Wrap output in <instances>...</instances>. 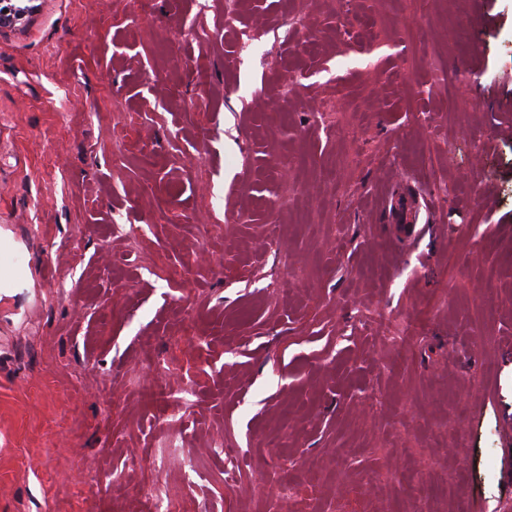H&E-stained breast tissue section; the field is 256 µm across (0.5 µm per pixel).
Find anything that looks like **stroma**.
Returning a JSON list of instances; mask_svg holds the SVG:
<instances>
[{"instance_id": "1", "label": "stroma", "mask_w": 512, "mask_h": 512, "mask_svg": "<svg viewBox=\"0 0 512 512\" xmlns=\"http://www.w3.org/2000/svg\"><path fill=\"white\" fill-rule=\"evenodd\" d=\"M36 3L0 512H512V0ZM147 512H176L178 509L173 504L166 485L161 481H156L148 498Z\"/></svg>"}]
</instances>
